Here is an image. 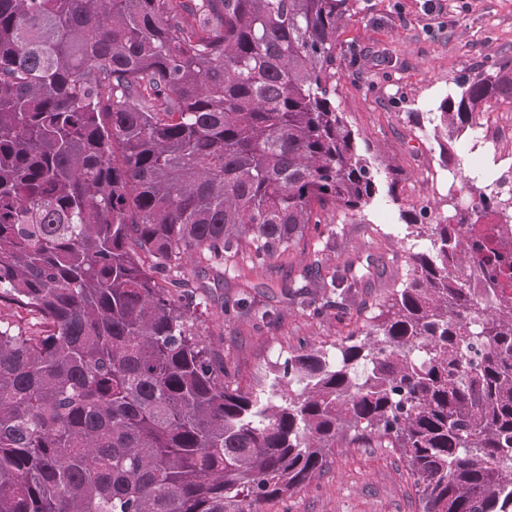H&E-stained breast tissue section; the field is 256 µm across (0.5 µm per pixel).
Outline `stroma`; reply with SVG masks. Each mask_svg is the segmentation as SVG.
Wrapping results in <instances>:
<instances>
[{
  "label": "stroma",
  "mask_w": 512,
  "mask_h": 512,
  "mask_svg": "<svg viewBox=\"0 0 512 512\" xmlns=\"http://www.w3.org/2000/svg\"><path fill=\"white\" fill-rule=\"evenodd\" d=\"M359 14L342 27L343 54L336 102L369 147L372 164L387 163L402 173L397 198L383 197L361 213L340 217L324 212V222L343 226L334 246L324 251L327 269L379 260L380 276L350 305L310 315L289 299L288 283L320 248L317 232L277 254L270 264L244 266L228 277L221 265L187 261L177 272L198 303L195 325L206 344L221 351L236 370L242 388L266 385L272 366L300 344L329 348L347 336L375 303L399 286L409 271L411 247L425 243L419 226L451 214L444 169L418 115L457 81L493 63L512 65V0H359ZM321 249V248H320ZM250 296L272 309L261 323L232 309L234 299ZM265 512H419L413 478L391 448H337L326 468L294 495L268 503Z\"/></svg>",
  "instance_id": "1"
}]
</instances>
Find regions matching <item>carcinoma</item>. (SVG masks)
Here are the masks:
<instances>
[{
    "label": "carcinoma",
    "instance_id": "obj_1",
    "mask_svg": "<svg viewBox=\"0 0 512 512\" xmlns=\"http://www.w3.org/2000/svg\"><path fill=\"white\" fill-rule=\"evenodd\" d=\"M357 0H0V512H264L334 448H394L420 512H512V258L479 191L422 225L411 274L335 351L300 346L245 390L163 275L254 266L328 209L392 198L336 106ZM512 66L426 113L443 167ZM496 299L476 297L465 260ZM374 266L310 280L336 310Z\"/></svg>",
    "mask_w": 512,
    "mask_h": 512
}]
</instances>
